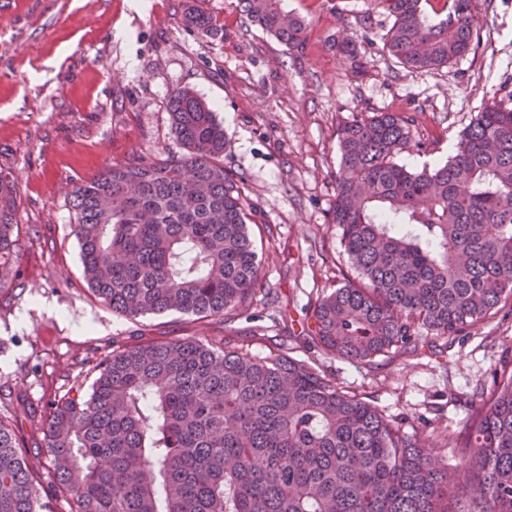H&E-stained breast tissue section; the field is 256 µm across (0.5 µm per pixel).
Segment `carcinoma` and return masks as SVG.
Here are the masks:
<instances>
[{
	"instance_id": "obj_1",
	"label": "carcinoma",
	"mask_w": 512,
	"mask_h": 512,
	"mask_svg": "<svg viewBox=\"0 0 512 512\" xmlns=\"http://www.w3.org/2000/svg\"><path fill=\"white\" fill-rule=\"evenodd\" d=\"M393 23L383 50L433 72L478 34L473 0H382ZM250 22L289 48L302 20L281 0H240ZM199 35L216 20L194 5ZM180 155L133 158L71 191L88 288L118 316L243 314L260 284L243 182L224 170V127L188 88L168 100ZM404 112L340 125L329 223L355 276L314 306L308 339L371 367L419 349L420 332L450 347L512 311V105L492 100L455 154L412 171ZM17 183L0 174V279L12 272ZM43 432L56 494L69 512H512V373L471 400L454 467L364 398L285 351L256 356L195 338L119 347L89 386L57 401ZM472 495L463 500L457 487ZM0 512H53L37 466L0 422Z\"/></svg>"
}]
</instances>
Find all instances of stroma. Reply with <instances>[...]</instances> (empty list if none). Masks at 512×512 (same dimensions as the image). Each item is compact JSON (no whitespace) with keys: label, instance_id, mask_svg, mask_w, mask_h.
I'll return each instance as SVG.
<instances>
[{"label":"stroma","instance_id":"obj_1","mask_svg":"<svg viewBox=\"0 0 512 512\" xmlns=\"http://www.w3.org/2000/svg\"><path fill=\"white\" fill-rule=\"evenodd\" d=\"M198 4L216 19L215 35L184 30L187 0H146L137 11L128 0H0V172L19 180L16 275L0 285V420L32 461H46L51 404L90 383L113 348L231 336L256 354L278 347L307 361L419 436L436 463L455 466L469 399L512 359V313L453 345L440 338L372 367L307 336L318 298L353 274L328 222L337 128L363 112H408L428 149L400 162H445L489 99H512V0H475L472 49L428 73L384 52L392 19L380 0H283L305 23L293 49L247 20L238 0ZM185 86L224 127V167L246 184L262 285L248 315L227 322L175 311L129 320L88 290L70 191L109 165L181 154L167 100Z\"/></svg>","mask_w":512,"mask_h":512}]
</instances>
